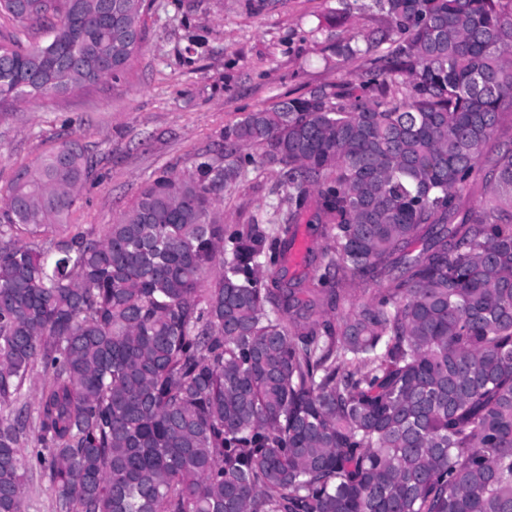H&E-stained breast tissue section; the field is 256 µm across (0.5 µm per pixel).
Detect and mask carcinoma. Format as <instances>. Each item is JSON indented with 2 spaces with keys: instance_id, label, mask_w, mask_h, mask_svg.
<instances>
[{
  "instance_id": "cac0c4a2",
  "label": "carcinoma",
  "mask_w": 512,
  "mask_h": 512,
  "mask_svg": "<svg viewBox=\"0 0 512 512\" xmlns=\"http://www.w3.org/2000/svg\"><path fill=\"white\" fill-rule=\"evenodd\" d=\"M34 2L45 40L0 43V105L124 77L143 33L94 0ZM360 8L383 24L330 46L359 82L247 113L224 155L99 233H58L93 173L82 146L16 173L0 512H22L31 438L59 512H512V149L485 150L512 112V0ZM250 149L288 189L272 225L214 211ZM309 213L307 279L288 256Z\"/></svg>"
}]
</instances>
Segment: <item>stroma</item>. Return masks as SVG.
Returning <instances> with one entry per match:
<instances>
[{"label": "stroma", "mask_w": 512, "mask_h": 512, "mask_svg": "<svg viewBox=\"0 0 512 512\" xmlns=\"http://www.w3.org/2000/svg\"><path fill=\"white\" fill-rule=\"evenodd\" d=\"M145 38L125 79L92 89L14 102L0 111V191L61 138L81 143L98 165L69 218L73 229L116 222L162 172L188 174L224 150V128L247 112L318 84L358 79L360 62L339 69L325 49L360 42L380 24L354 0H147ZM344 9L346 21L325 18ZM282 195L274 169L255 163L215 203L223 223L275 219ZM24 453V512H56L53 489Z\"/></svg>", "instance_id": "1"}]
</instances>
